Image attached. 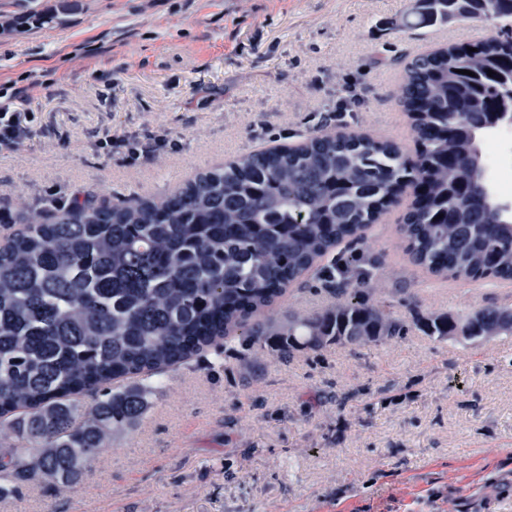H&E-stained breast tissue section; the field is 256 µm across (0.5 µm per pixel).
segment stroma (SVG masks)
<instances>
[{"instance_id":"stroma-1","label":"stroma","mask_w":512,"mask_h":512,"mask_svg":"<svg viewBox=\"0 0 512 512\" xmlns=\"http://www.w3.org/2000/svg\"><path fill=\"white\" fill-rule=\"evenodd\" d=\"M414 0H0V90L28 91L32 135L0 154V210L86 193L119 205L175 179L320 132L369 133L414 154L404 68L500 22L408 25ZM356 98L336 111L346 94ZM113 138L163 135L130 161ZM393 209L337 252L372 265L366 291L405 326L362 346L282 355L216 340L159 374L140 423L83 479L40 481L0 512H512V335L441 340L438 314L512 310L492 279L411 263ZM273 304L324 312L354 286L329 259Z\"/></svg>"}]
</instances>
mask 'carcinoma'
<instances>
[{
  "label": "carcinoma",
  "mask_w": 512,
  "mask_h": 512,
  "mask_svg": "<svg viewBox=\"0 0 512 512\" xmlns=\"http://www.w3.org/2000/svg\"><path fill=\"white\" fill-rule=\"evenodd\" d=\"M413 15L427 25L512 21V0H419ZM474 47L406 64L412 157L366 134L314 135L202 172L160 199L113 206L88 197L18 217L27 228L0 247V496L39 479L79 481L112 433L141 421L154 374L237 327L245 345L282 355L403 334L358 288L321 315L246 326L318 258L376 223L401 185L421 188L403 227L414 265L512 282V209L483 164L484 138L512 123V38ZM474 315L484 332L512 333L511 310ZM455 321L440 314L426 329L445 340ZM123 377L133 383L112 389ZM87 390L102 399L76 427L73 396Z\"/></svg>",
  "instance_id": "1"
}]
</instances>
